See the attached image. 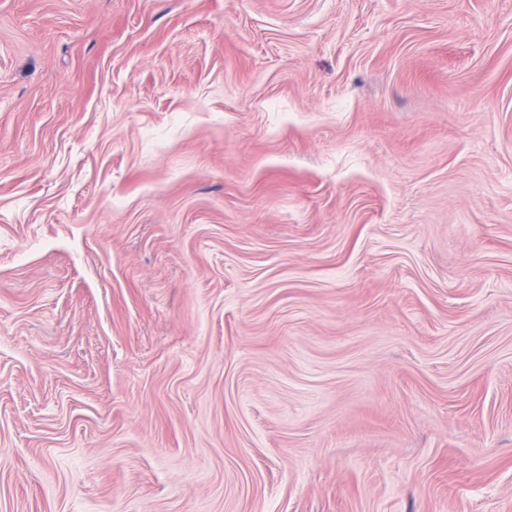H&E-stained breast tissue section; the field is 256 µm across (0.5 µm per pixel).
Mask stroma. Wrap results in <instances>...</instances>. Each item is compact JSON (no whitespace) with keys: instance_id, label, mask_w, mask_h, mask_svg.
Returning <instances> with one entry per match:
<instances>
[{"instance_id":"obj_1","label":"stroma","mask_w":512,"mask_h":512,"mask_svg":"<svg viewBox=\"0 0 512 512\" xmlns=\"http://www.w3.org/2000/svg\"><path fill=\"white\" fill-rule=\"evenodd\" d=\"M0 512H512V0H0Z\"/></svg>"}]
</instances>
